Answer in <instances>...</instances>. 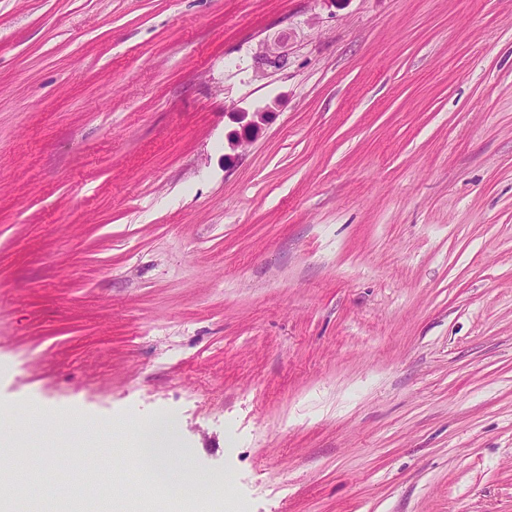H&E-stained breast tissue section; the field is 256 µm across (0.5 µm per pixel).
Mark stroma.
<instances>
[{"label": "stroma", "mask_w": 512, "mask_h": 512, "mask_svg": "<svg viewBox=\"0 0 512 512\" xmlns=\"http://www.w3.org/2000/svg\"><path fill=\"white\" fill-rule=\"evenodd\" d=\"M2 405L16 512H512V0H0ZM21 429L14 422L13 416L7 411H0V459L1 465L6 457L14 459L16 457L15 440L20 434ZM171 427L168 420L158 418L139 429L133 438L136 464L151 469L162 478L170 460Z\"/></svg>", "instance_id": "stroma-1"}]
</instances>
